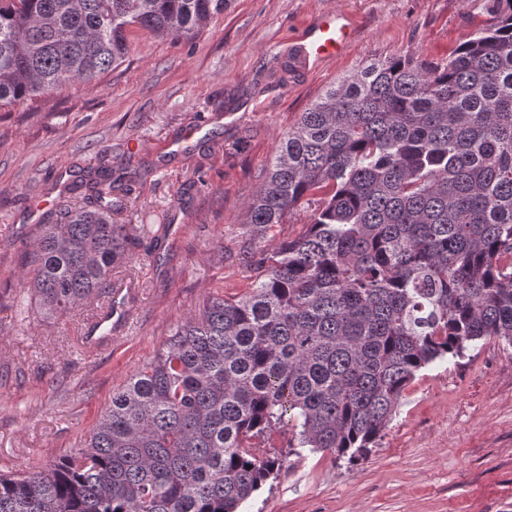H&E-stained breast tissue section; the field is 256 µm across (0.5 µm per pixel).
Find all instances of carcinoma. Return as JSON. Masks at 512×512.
<instances>
[{
  "label": "carcinoma",
  "mask_w": 512,
  "mask_h": 512,
  "mask_svg": "<svg viewBox=\"0 0 512 512\" xmlns=\"http://www.w3.org/2000/svg\"><path fill=\"white\" fill-rule=\"evenodd\" d=\"M230 0H0V107L121 65L133 28L197 38ZM448 58L376 60L287 133L246 205V295L211 298L136 372L82 447L0 473V512H237L294 454L364 456L428 364L512 346V0ZM301 210L293 238L265 232ZM108 208L45 225L23 282L64 314L123 286Z\"/></svg>",
  "instance_id": "cac0c4a2"
}]
</instances>
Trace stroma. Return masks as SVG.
Returning <instances> with one entry per match:
<instances>
[{
    "label": "stroma",
    "mask_w": 512,
    "mask_h": 512,
    "mask_svg": "<svg viewBox=\"0 0 512 512\" xmlns=\"http://www.w3.org/2000/svg\"><path fill=\"white\" fill-rule=\"evenodd\" d=\"M494 5L232 0L195 40L133 30L126 60L96 81L0 108V472L44 470L78 448L177 324L248 290L243 207L300 112L371 60L447 58ZM331 11L356 39L308 68L293 43ZM104 169L123 176L112 219L134 240L132 285L124 324L89 352L97 301L44 315L22 275L43 225L94 207L86 182ZM292 436L265 439L283 466L238 512H512V347L485 340L421 369L364 461L291 455Z\"/></svg>",
    "instance_id": "obj_1"
}]
</instances>
